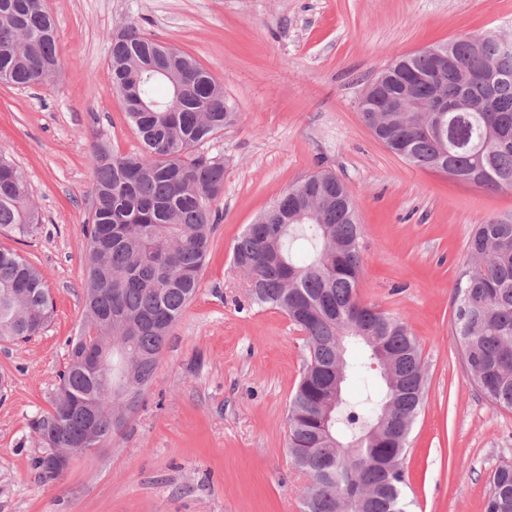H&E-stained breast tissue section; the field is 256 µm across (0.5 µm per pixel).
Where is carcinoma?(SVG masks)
<instances>
[{"instance_id": "obj_1", "label": "carcinoma", "mask_w": 512, "mask_h": 512, "mask_svg": "<svg viewBox=\"0 0 512 512\" xmlns=\"http://www.w3.org/2000/svg\"><path fill=\"white\" fill-rule=\"evenodd\" d=\"M112 91L139 94L150 112L123 108L142 148L118 153L92 130L94 188L88 210L84 326L69 341L52 410L32 422L45 451L40 480L63 473L49 465L57 448L86 454L118 435L127 408L108 396L78 351L110 347L126 359L123 382L137 399L153 376L172 327L197 295L210 251V205L224 192V159L201 146L237 118L224 86L189 54L134 25L110 35ZM502 38L457 40L448 66L443 137H423L414 112L369 113L411 142L410 164L488 191L512 189V55ZM427 51L383 70L380 91L425 101L432 89L406 85L399 71L422 74ZM60 69L55 20L45 0H0V84L47 86ZM33 188L0 156V233L31 234L40 223ZM233 248L234 267L254 282L253 303L275 309L302 332L308 360L288 404V454L307 473L303 512H406V444L422 407L419 345L399 318L358 299L361 227L345 184L329 172L288 188V223L272 209ZM455 284L454 331L470 380L494 405L512 410V221L478 224ZM54 315L44 275L0 249V340L27 342ZM355 398L336 396V366ZM485 512H512V463L489 476Z\"/></svg>"}]
</instances>
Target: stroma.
<instances>
[{
	"instance_id": "stroma-1",
	"label": "stroma",
	"mask_w": 512,
	"mask_h": 512,
	"mask_svg": "<svg viewBox=\"0 0 512 512\" xmlns=\"http://www.w3.org/2000/svg\"><path fill=\"white\" fill-rule=\"evenodd\" d=\"M60 73L0 85V155L34 189L42 222L0 247L41 270L55 311L41 336L0 341V512H301L305 475L288 456V403L308 352L281 312L253 305L233 247L290 187L328 170L357 203V294L415 336L426 396L409 437V512H484L489 474L512 462V411L469 380L453 335L454 287L476 225L512 219L490 192L414 167L358 110L396 59L463 36L512 37V0H47ZM134 24L194 56L237 121L205 151L224 193L200 288L174 326L138 411L112 442L40 483L32 422L51 409L68 342L84 321L90 132L141 147L112 93L109 35Z\"/></svg>"
}]
</instances>
